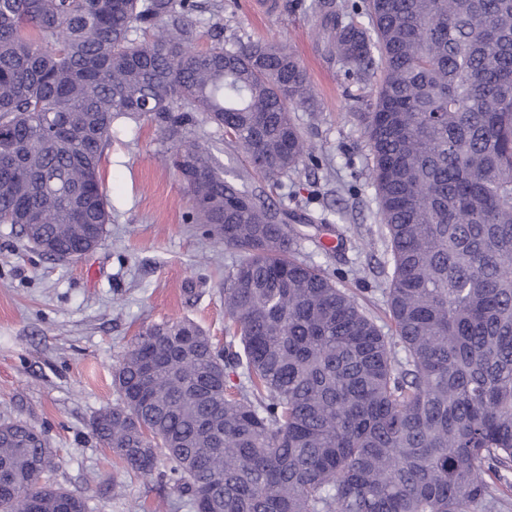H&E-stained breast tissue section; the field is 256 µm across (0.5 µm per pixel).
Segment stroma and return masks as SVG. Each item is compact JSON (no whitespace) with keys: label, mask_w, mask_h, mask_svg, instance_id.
Listing matches in <instances>:
<instances>
[{"label":"stroma","mask_w":512,"mask_h":512,"mask_svg":"<svg viewBox=\"0 0 512 512\" xmlns=\"http://www.w3.org/2000/svg\"><path fill=\"white\" fill-rule=\"evenodd\" d=\"M278 2L257 15L249 0H196L190 19L202 47L258 39L291 47L315 93L313 110L294 118L318 165L267 187L223 129L205 123L194 132L210 141L228 179L265 187L273 202L323 219L317 242H304L299 258L325 269L383 327L385 246L366 139L347 100L351 92L369 99L372 86L349 81L329 57L316 0ZM171 144L150 119L114 123L100 165L112 222L101 245L78 260L43 255L0 224V423L23 420L42 430L54 453L47 480L85 495L91 512H192L170 488L119 471L90 427L115 404L113 371L146 328L188 319L214 343L225 341L224 272L239 254L214 246L203 225L189 222ZM331 240L337 250L322 251Z\"/></svg>","instance_id":"obj_1"}]
</instances>
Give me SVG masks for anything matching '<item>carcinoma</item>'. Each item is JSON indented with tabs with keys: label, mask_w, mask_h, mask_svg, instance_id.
<instances>
[{
	"label": "carcinoma",
	"mask_w": 512,
	"mask_h": 512,
	"mask_svg": "<svg viewBox=\"0 0 512 512\" xmlns=\"http://www.w3.org/2000/svg\"><path fill=\"white\" fill-rule=\"evenodd\" d=\"M193 0H0V224L58 260L100 244L112 124L147 117L194 224L240 253L224 348L176 320L137 337L91 429L194 512H497L512 474V0H363L329 11L385 242L388 332L295 251L313 224L224 176L199 120L255 174L313 158L311 84L274 40L197 47ZM239 376L234 384L230 376ZM44 434L0 424V512H89L43 480Z\"/></svg>",
	"instance_id": "1"
}]
</instances>
